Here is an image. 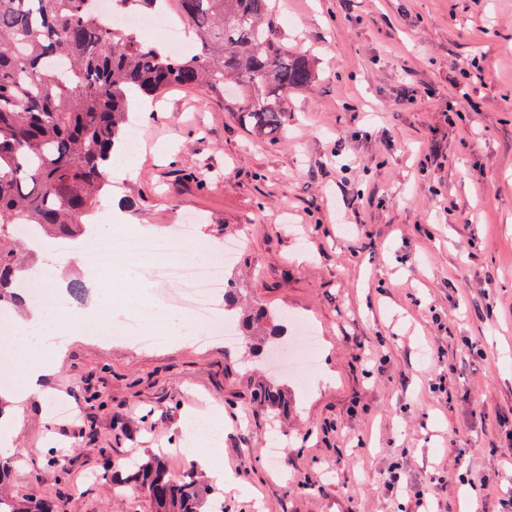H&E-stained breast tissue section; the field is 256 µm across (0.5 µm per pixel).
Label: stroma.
<instances>
[{"label":"stroma","mask_w":512,"mask_h":512,"mask_svg":"<svg viewBox=\"0 0 512 512\" xmlns=\"http://www.w3.org/2000/svg\"><path fill=\"white\" fill-rule=\"evenodd\" d=\"M269 20L307 55L313 81L288 93L279 140L254 138L233 97L176 87L139 113L138 148L86 234L162 236L197 221L206 262L245 243L225 272L239 295L304 317L321 360L274 378L266 355L220 343L144 257L118 277L64 257L43 284L81 277L75 305L115 301L96 326L163 327L147 349L65 336L15 419L9 484L64 512H156L97 476L152 455L195 466L189 419L224 413L213 445L233 487L224 512H503L512 494V0H272ZM411 102H404V95ZM461 100V120L448 103ZM279 383L287 420L255 394ZM70 403L76 421L52 417ZM278 444V460L268 450ZM403 483L392 486L393 472ZM483 479L498 497H478Z\"/></svg>","instance_id":"1"}]
</instances>
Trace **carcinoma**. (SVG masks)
Returning a JSON list of instances; mask_svg holds the SVG:
<instances>
[{
    "label": "carcinoma",
    "instance_id": "obj_1",
    "mask_svg": "<svg viewBox=\"0 0 512 512\" xmlns=\"http://www.w3.org/2000/svg\"><path fill=\"white\" fill-rule=\"evenodd\" d=\"M196 51L176 55L115 30L94 0H0V310L16 306L18 280L33 273L26 235L75 239L98 213L112 162L129 138L140 98L175 86L224 95L235 85L245 125L275 139L288 119L290 89L308 86V58L284 49L264 20L270 0H179ZM285 314L258 308L241 318L253 345L274 335ZM260 404L284 414L288 399L270 387ZM10 460L0 458V512H62L5 489ZM124 482L148 490L157 512H201L210 489L194 472L177 474L161 457L131 468Z\"/></svg>",
    "mask_w": 512,
    "mask_h": 512
}]
</instances>
